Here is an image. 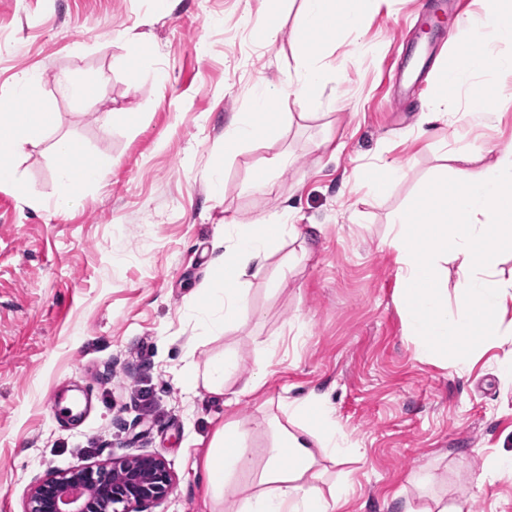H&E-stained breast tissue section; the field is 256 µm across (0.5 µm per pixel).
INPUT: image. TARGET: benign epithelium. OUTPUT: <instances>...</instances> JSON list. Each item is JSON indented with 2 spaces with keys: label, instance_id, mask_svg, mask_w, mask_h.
Segmentation results:
<instances>
[{
  "label": "benign epithelium",
  "instance_id": "1",
  "mask_svg": "<svg viewBox=\"0 0 512 512\" xmlns=\"http://www.w3.org/2000/svg\"><path fill=\"white\" fill-rule=\"evenodd\" d=\"M166 460L140 454L107 464H78L39 479L24 512H149L172 491Z\"/></svg>",
  "mask_w": 512,
  "mask_h": 512
}]
</instances>
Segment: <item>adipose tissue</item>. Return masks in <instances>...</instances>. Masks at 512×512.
<instances>
[{
    "label": "adipose tissue",
    "mask_w": 512,
    "mask_h": 512,
    "mask_svg": "<svg viewBox=\"0 0 512 512\" xmlns=\"http://www.w3.org/2000/svg\"><path fill=\"white\" fill-rule=\"evenodd\" d=\"M380 0H303L294 39L299 50V72L288 86L298 103L320 100L333 73L331 55L346 38L361 39L366 18ZM481 16L469 15L461 24L467 37L458 42L453 58L435 81V91L423 114L424 123L446 118L482 125L492 122L494 105L478 103L486 87L480 77L492 72L512 73V0H479ZM325 22L335 33L311 47L309 36ZM276 90L260 87L252 112L234 117L224 130V151L272 137L278 130L273 104ZM56 115L43 110L0 114V184H16L18 170L10 158L22 155L32 140L53 134ZM485 148L471 152L470 166H461L456 149H444L455 162L452 179L439 183L398 212L389 226L386 245L395 253L400 290L397 304L404 327L422 356H436L465 367L471 358L492 347L512 343V277H502L499 266L512 255V148L485 161ZM109 160H83L80 167L58 166L63 187L61 204L78 200L96 182ZM292 207L268 216L259 224L224 227V251L214 261L219 287L206 289L201 320L215 332L238 327L250 309L246 285L285 240L314 238L316 224H292ZM454 271H447V264ZM239 363L230 352L210 361L203 370H190L187 383H203L217 397H225L224 383L237 374ZM264 370L254 371L238 395L225 397L227 406L260 391ZM280 403L298 420V429L284 426L277 417L267 421L273 442L260 471H253L249 433L231 417L216 427L200 458L206 496L212 507L224 503L226 487L245 474L253 480L238 500L235 512H336L348 503L349 485L321 490L318 482L324 462L361 456L347 439L334 411L316 394L281 397Z\"/></svg>",
    "instance_id": "obj_1"
}]
</instances>
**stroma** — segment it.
<instances>
[{"instance_id": "stroma-1", "label": "stroma", "mask_w": 512, "mask_h": 512, "mask_svg": "<svg viewBox=\"0 0 512 512\" xmlns=\"http://www.w3.org/2000/svg\"><path fill=\"white\" fill-rule=\"evenodd\" d=\"M419 4L385 0L366 21L365 49L338 44L332 82L303 106L286 92L300 0L284 6L270 42L263 0H170L161 19L153 0H0V86L39 71L30 106L56 113V135L87 158L112 162L59 207L44 138L15 160L21 186L0 184V512H23L47 473L138 454L163 457L176 477L154 512H206L194 461L223 422L224 401L201 386L187 391L180 372L227 350L242 374L268 372L263 392L234 409L256 465L278 397L314 392L365 450L320 483L351 482L346 512H423L435 495L464 512H512V477L479 479L486 456L512 451L503 351L462 371L421 358L395 302V255L379 246L395 211L441 177V143L512 146V74L483 77L497 100L492 125L439 122L420 134L431 92L399 90L395 74L411 54L439 70L467 32L444 37ZM133 39L153 49L149 68L131 63ZM63 71L108 79L77 102L56 91ZM267 82L281 90L279 135L225 156V127ZM328 134L332 157L320 146ZM282 154L287 166L255 188ZM384 159L403 162L405 175L367 197L359 171ZM215 169L219 194L209 185ZM286 205L293 223L322 225L313 255L282 245L252 279L240 326L211 335L198 309L203 289L218 285L210 261L225 225L255 224ZM419 469L432 476L424 492L409 481Z\"/></svg>"}]
</instances>
